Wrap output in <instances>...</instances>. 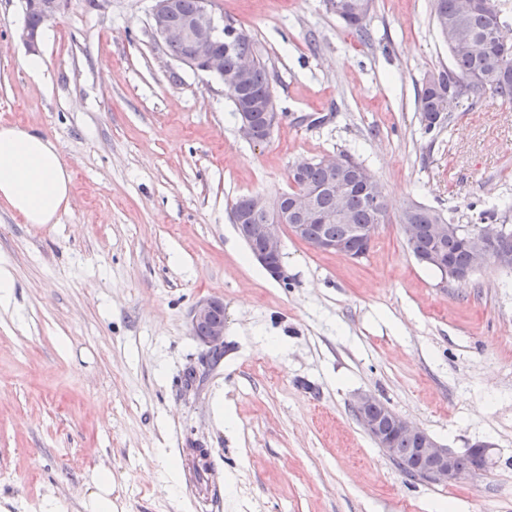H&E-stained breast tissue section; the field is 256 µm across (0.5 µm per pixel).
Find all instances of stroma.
<instances>
[{"instance_id": "obj_1", "label": "stroma", "mask_w": 512, "mask_h": 512, "mask_svg": "<svg viewBox=\"0 0 512 512\" xmlns=\"http://www.w3.org/2000/svg\"><path fill=\"white\" fill-rule=\"evenodd\" d=\"M432 5L374 0L364 36L325 0H213L263 48L284 114L255 145L222 83L156 42L152 0H63L36 79L24 0H0V126L48 136L72 176L56 223L0 201V512H83L104 465L116 512H512V270L443 283L393 221L359 260L285 236L281 283L230 220L237 196L345 151L393 218L419 202L512 224V107L487 95L422 129V80L449 63ZM208 296L224 302L217 362L189 329ZM360 393L457 453L491 443L488 467L409 479L353 416ZM197 448L207 493L188 479Z\"/></svg>"}]
</instances>
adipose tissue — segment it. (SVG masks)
Instances as JSON below:
<instances>
[{"mask_svg": "<svg viewBox=\"0 0 512 512\" xmlns=\"http://www.w3.org/2000/svg\"><path fill=\"white\" fill-rule=\"evenodd\" d=\"M70 187L55 142L33 130L0 128V199L25 223L55 222Z\"/></svg>", "mask_w": 512, "mask_h": 512, "instance_id": "ef3b65f1", "label": "adipose tissue"}]
</instances>
